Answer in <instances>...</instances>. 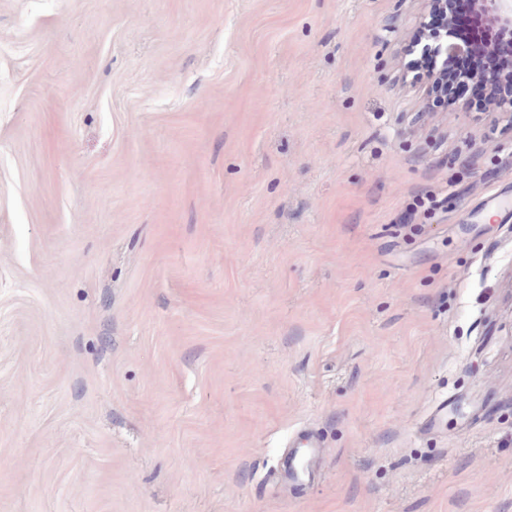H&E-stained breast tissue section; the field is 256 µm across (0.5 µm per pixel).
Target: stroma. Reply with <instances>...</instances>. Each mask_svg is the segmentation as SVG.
<instances>
[{
  "label": "stroma",
  "instance_id": "stroma-1",
  "mask_svg": "<svg viewBox=\"0 0 512 512\" xmlns=\"http://www.w3.org/2000/svg\"><path fill=\"white\" fill-rule=\"evenodd\" d=\"M426 6L0 0V512H512V114Z\"/></svg>",
  "mask_w": 512,
  "mask_h": 512
}]
</instances>
